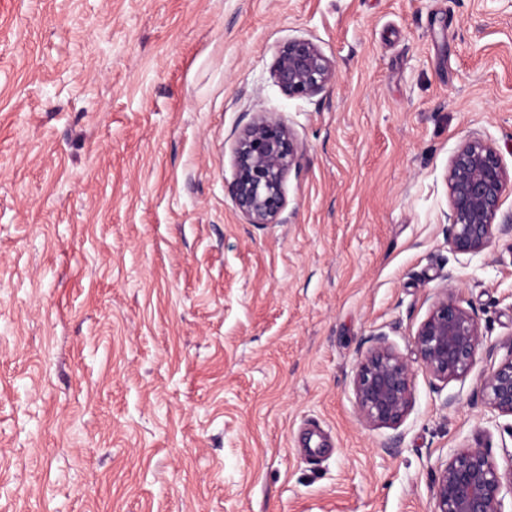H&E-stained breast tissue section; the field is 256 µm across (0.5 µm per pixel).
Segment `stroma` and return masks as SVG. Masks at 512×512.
Listing matches in <instances>:
<instances>
[{"instance_id": "stroma-1", "label": "stroma", "mask_w": 512, "mask_h": 512, "mask_svg": "<svg viewBox=\"0 0 512 512\" xmlns=\"http://www.w3.org/2000/svg\"><path fill=\"white\" fill-rule=\"evenodd\" d=\"M293 38L329 91L276 85ZM258 112L305 150L282 224L227 190ZM470 135L512 174V0H0V512H430L450 449L505 465L512 237L447 243ZM449 271L486 345L365 427L369 337L413 358ZM336 64L309 39L283 43L273 69L275 83L288 97H313L336 81ZM501 346L507 353L489 368L481 381V389L491 413L512 417V337Z\"/></svg>"}]
</instances>
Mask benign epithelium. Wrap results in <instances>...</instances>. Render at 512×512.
Instances as JSON below:
<instances>
[{"instance_id":"1","label":"benign epithelium","mask_w":512,"mask_h":512,"mask_svg":"<svg viewBox=\"0 0 512 512\" xmlns=\"http://www.w3.org/2000/svg\"><path fill=\"white\" fill-rule=\"evenodd\" d=\"M288 97H313L336 81V64L308 39L283 43L273 69ZM304 148L281 118L260 112L238 133L232 147L233 178L228 192L248 224H283L284 182L298 170ZM512 179L495 145L464 138L448 162V246L458 254H483L496 238L512 235V212L501 213ZM479 319L462 306L452 273L433 289L426 318L413 335L416 364L409 363L380 332L361 354L353 377L355 411L372 429L398 428L414 404V377L421 369L448 382L465 378L484 345ZM506 355L481 381L487 408L512 417V338ZM512 493V465L502 470L482 448L453 449L432 485V512H503V491Z\"/></svg>"}]
</instances>
